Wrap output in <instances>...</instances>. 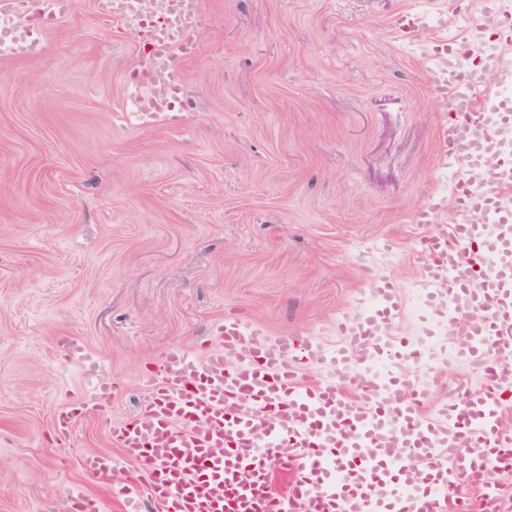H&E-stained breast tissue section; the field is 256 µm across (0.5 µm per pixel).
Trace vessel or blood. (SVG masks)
<instances>
[{
  "instance_id": "vessel-or-blood-1",
  "label": "vessel or blood",
  "mask_w": 512,
  "mask_h": 512,
  "mask_svg": "<svg viewBox=\"0 0 512 512\" xmlns=\"http://www.w3.org/2000/svg\"><path fill=\"white\" fill-rule=\"evenodd\" d=\"M178 26L140 18L137 38L150 51L130 91L139 124L183 122L181 74L196 52L202 0H175ZM70 0H0V57L26 59L35 38L62 18ZM512 15L507 0H480V15L463 12L465 35L444 39L431 53L434 91L453 115L448 149L466 167L452 188L455 216L439 226L442 206L422 213L430 230L419 241L420 272L429 307L458 340L457 356L483 376L479 389L426 413V392L390 371L394 359L417 363L421 351L393 334L401 312L385 279L356 323L342 324V347L272 338L236 317L221 321V346L203 356L170 352L148 379L137 414L112 418V384L97 377L82 343L60 338L66 358L97 378L92 396L70 403L55 420L69 432L95 413L118 456L89 452L81 465L111 473L130 464L118 495L123 512H512L501 474L512 468V99L486 77L512 80V38L491 41L489 28ZM500 171L489 181L486 162ZM322 364L332 377L304 383V367ZM358 391L342 392L343 381ZM288 475L287 496L272 488L271 470Z\"/></svg>"
}]
</instances>
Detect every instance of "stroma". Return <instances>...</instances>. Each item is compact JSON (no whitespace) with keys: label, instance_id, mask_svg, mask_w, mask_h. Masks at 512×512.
Segmentation results:
<instances>
[{"label":"stroma","instance_id":"stroma-1","mask_svg":"<svg viewBox=\"0 0 512 512\" xmlns=\"http://www.w3.org/2000/svg\"><path fill=\"white\" fill-rule=\"evenodd\" d=\"M464 2L203 0L174 127L128 122L145 48L97 0H72L37 56L0 58V512H69L71 489L121 512L129 469L79 466L117 454L102 420L55 429L90 392L63 336L121 420L169 351L219 346L226 315L330 348L386 277L429 411L479 386L427 314L418 252L420 211L462 168L429 67Z\"/></svg>","mask_w":512,"mask_h":512}]
</instances>
